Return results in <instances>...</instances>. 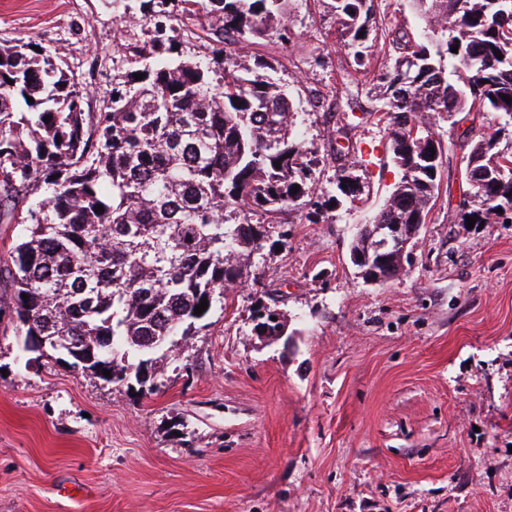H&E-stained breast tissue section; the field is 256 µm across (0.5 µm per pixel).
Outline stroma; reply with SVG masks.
Segmentation results:
<instances>
[{"mask_svg":"<svg viewBox=\"0 0 512 512\" xmlns=\"http://www.w3.org/2000/svg\"><path fill=\"white\" fill-rule=\"evenodd\" d=\"M119 15L112 0H0V41L62 48L95 112L133 53ZM376 21L380 63L392 30L424 27L411 0H377ZM285 23L288 44L248 56L298 104L318 184L348 167L362 203L315 224L280 213L285 245L250 259L262 288L226 289L151 391L23 352L1 318L0 512H512V224L457 222L463 151L441 119L450 178L422 243L399 278L362 279L356 227L400 174L327 0H294ZM259 296L286 315L285 339L252 336Z\"/></svg>","mask_w":512,"mask_h":512,"instance_id":"35a3bbf8","label":"stroma"}]
</instances>
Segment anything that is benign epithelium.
<instances>
[{
  "instance_id": "7a95c632",
  "label": "benign epithelium",
  "mask_w": 512,
  "mask_h": 512,
  "mask_svg": "<svg viewBox=\"0 0 512 512\" xmlns=\"http://www.w3.org/2000/svg\"><path fill=\"white\" fill-rule=\"evenodd\" d=\"M420 224H361L352 246L351 262L362 268L361 275L374 284L387 282L400 275L413 253L409 246L419 236ZM276 320H271V317ZM254 323L258 324L260 339L279 340L287 325L279 311L261 302L254 308Z\"/></svg>"
}]
</instances>
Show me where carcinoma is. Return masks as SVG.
<instances>
[{
	"mask_svg": "<svg viewBox=\"0 0 512 512\" xmlns=\"http://www.w3.org/2000/svg\"><path fill=\"white\" fill-rule=\"evenodd\" d=\"M288 2L146 0L142 19L123 12L129 39L146 27L149 41L115 69L98 112L84 111L61 49L0 43V224L12 231L0 239V279L24 335L77 339L75 370L120 386L157 380L155 354L180 344L152 337L201 333L224 289L247 282L277 215L306 208L318 223L327 204L311 178L318 148L296 134L298 107L272 65L242 62L246 43H288ZM410 2L427 34L395 32L393 65L376 68L363 46L375 0H329L382 101L378 121L401 173L374 220L426 223L443 164L436 120L446 114L468 123L458 140L479 174L461 193L457 223L512 221V101L503 99L512 98V0ZM199 10L210 17L206 62L173 50L179 22ZM487 112L499 118L492 132L476 123ZM336 190L351 204L362 194L346 169ZM204 297L207 309L194 314Z\"/></svg>",
	"mask_w": 512,
	"mask_h": 512,
	"instance_id": "cac0c4a2",
	"label": "carcinoma"
}]
</instances>
